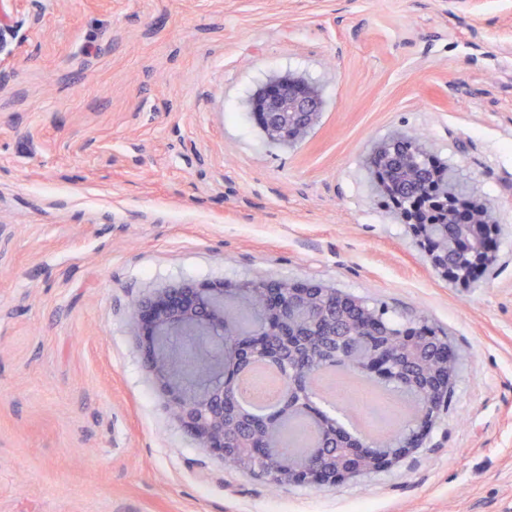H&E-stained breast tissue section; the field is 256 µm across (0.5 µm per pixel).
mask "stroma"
I'll return each mask as SVG.
<instances>
[{"instance_id": "stroma-1", "label": "stroma", "mask_w": 512, "mask_h": 512, "mask_svg": "<svg viewBox=\"0 0 512 512\" xmlns=\"http://www.w3.org/2000/svg\"><path fill=\"white\" fill-rule=\"evenodd\" d=\"M0 512H512V0H0ZM292 72L322 114L268 142ZM412 134L489 201L493 263L433 273L364 166ZM319 283L424 315L460 358L419 448L272 487L200 448L134 301ZM321 107L319 90L292 74L270 80L251 100L256 125L275 145L301 140L318 121Z\"/></svg>"}]
</instances>
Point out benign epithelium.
I'll list each match as a JSON object with an SVG mask.
<instances>
[{
	"instance_id": "benign-epithelium-1",
	"label": "benign epithelium",
	"mask_w": 512,
	"mask_h": 512,
	"mask_svg": "<svg viewBox=\"0 0 512 512\" xmlns=\"http://www.w3.org/2000/svg\"><path fill=\"white\" fill-rule=\"evenodd\" d=\"M321 107L319 90L292 74L270 80L251 100L256 125L275 145H289L301 140L318 121ZM436 189L446 204L447 221L457 225V234L453 237L440 234L439 225L428 219L411 225V230L423 243L432 270L442 278H448V270L453 268L451 255L465 256L469 262L468 274H456V282L466 285L476 272L494 261L495 248L490 242L489 230L494 221L487 216L486 202L472 197L465 221L458 222L459 195L454 179H444ZM287 289L288 298L296 302L307 301L312 293L336 297L329 289L312 283H289ZM237 293L235 285L222 280L186 281L144 301H137L132 307L133 322L149 371L166 397L172 415L200 447L221 461L230 447L243 459L253 453L248 444L234 440L233 435L224 430V366L234 367L243 360L250 362L256 358L276 361L275 356L262 348V337L255 342L254 354L248 356L241 352L238 343L224 339V302L236 298ZM190 329H199L218 341L225 358V365L217 368V381L193 394L185 390L183 373L178 365V339ZM402 340L408 344L433 343L446 368L447 385L453 387L457 359L445 341H436L431 336H404ZM341 354V365L346 368L355 369L376 382L395 380L390 349L352 354L350 349L344 348ZM439 412L440 406L433 401L421 403L411 425L412 433L395 450L377 449L378 455L367 463L322 467L316 456L317 448L313 447L292 459L288 468L277 469V474L286 484L322 486L387 468L397 462L400 455L419 445Z\"/></svg>"
}]
</instances>
